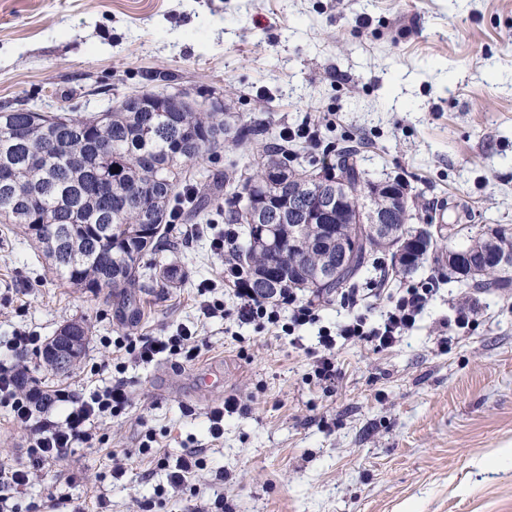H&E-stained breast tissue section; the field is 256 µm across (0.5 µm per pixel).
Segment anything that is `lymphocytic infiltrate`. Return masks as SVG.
<instances>
[{
    "label": "lymphocytic infiltrate",
    "instance_id": "lymphocytic-infiltrate-1",
    "mask_svg": "<svg viewBox=\"0 0 512 512\" xmlns=\"http://www.w3.org/2000/svg\"><path fill=\"white\" fill-rule=\"evenodd\" d=\"M224 275L234 285L233 304L200 301L203 318L222 317L254 326L257 331L278 329L294 335L303 326L317 324L319 308L314 301L299 298L293 291L281 293L274 301L256 297L241 278L233 261L224 264ZM369 291L349 288L340 300L347 315L335 328L318 331L312 350L314 373L320 385L332 389L338 376L336 345L338 341L364 343L374 351L393 348L412 329L418 316L436 294L433 282H425L387 294L377 320H370L363 301ZM192 333L182 330L168 337L125 334L116 338L113 347L117 359H131L144 364L164 357L177 362L191 361L197 353L192 345ZM0 402L11 407V418L27 435L26 460L8 463L0 460V512H38L37 504L20 508L11 493L30 483L46 466L67 460L80 446L91 445L92 424L99 417H114L124 413L130 403V393L123 380L95 391L79 395L64 387L45 391L37 381H26L19 363L0 362ZM64 406L63 420L52 419L51 411Z\"/></svg>",
    "mask_w": 512,
    "mask_h": 512
}]
</instances>
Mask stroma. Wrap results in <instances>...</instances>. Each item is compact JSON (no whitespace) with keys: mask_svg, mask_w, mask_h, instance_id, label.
<instances>
[{"mask_svg":"<svg viewBox=\"0 0 512 512\" xmlns=\"http://www.w3.org/2000/svg\"><path fill=\"white\" fill-rule=\"evenodd\" d=\"M229 117L274 131L320 125L301 154L321 168L352 139L370 180H401L413 224L512 226V0H0V109L99 112L150 86L156 73ZM223 225H169L174 251L157 264L187 273L144 294L137 322L80 288H62L21 230L0 231V359L19 358L48 390L89 393L123 379L126 414L96 420L104 443L79 448L18 494L43 512L60 498L91 512H512V294H480L428 261L396 280L438 288L415 328L379 353L337 352L332 391L309 380L308 347L344 311L321 303L302 345L273 332L201 319L198 288L227 299ZM475 310L451 327L454 309ZM89 327L79 364L45 368L13 355L16 331L49 338ZM197 333L199 357L109 368V339L133 330ZM447 345H440V334ZM221 375L205 381L211 365ZM213 439L207 413L225 398ZM159 452L201 450L195 491L173 492L150 457H126L146 432ZM124 466L114 478V466Z\"/></svg>","mask_w":512,"mask_h":512,"instance_id":"stroma-1","label":"stroma"}]
</instances>
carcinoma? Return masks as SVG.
<instances>
[{
    "label": "carcinoma",
    "mask_w": 512,
    "mask_h": 512,
    "mask_svg": "<svg viewBox=\"0 0 512 512\" xmlns=\"http://www.w3.org/2000/svg\"><path fill=\"white\" fill-rule=\"evenodd\" d=\"M152 99L163 98L153 111L140 110L120 101L102 112H0V224L18 226L39 244L51 270L68 288L94 293L108 290L118 307L129 311L130 321L141 316L137 292L155 280L170 288L180 286L186 273L176 265L157 267L148 256L166 242V226L172 211H183L191 221L207 213L221 216L226 224H239L243 242L236 244L234 261L243 267L249 287L263 299L274 300L258 287L266 273H288L320 301H330L352 287L363 269L379 252L391 253L392 270L410 275L428 259L444 264L448 237L422 245L409 240L402 254L392 246L411 230L405 203L390 224L395 238L363 234L360 216L371 207L385 209V194L372 197L374 183L357 164V150L347 148L335 155L323 171L340 169L346 183L337 222L317 224L293 216L288 206V187L271 196L272 177L285 182L305 177L294 165L301 149H288L269 137V128L251 119L234 127L232 144L240 146L263 140L257 162H231L224 171V196L228 208L209 210L212 188L219 187L206 164L224 149V113L198 107L190 98L167 94L160 86L141 91ZM266 206L277 216L273 221V247L252 239L250 225L239 223L237 206L243 197ZM300 232L301 248L288 245ZM345 243L356 244L352 265L338 281L313 290L305 286L310 269L336 256ZM466 288L481 293L505 294L512 276L482 267L475 277L456 275ZM64 328L76 336V356H81L89 328L72 321Z\"/></svg>",
    "instance_id": "cac0c4a2"
}]
</instances>
